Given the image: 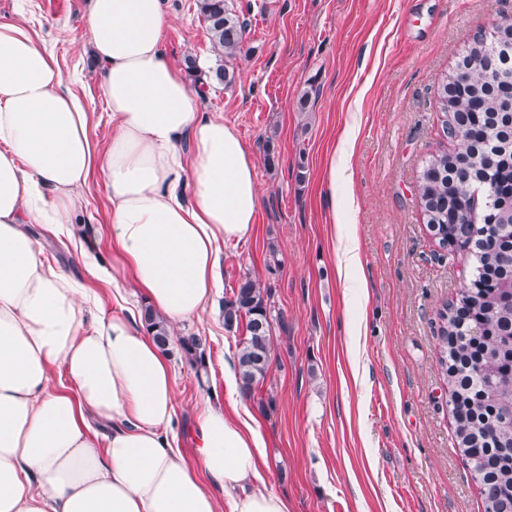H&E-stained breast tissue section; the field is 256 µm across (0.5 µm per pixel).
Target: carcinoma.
<instances>
[{
	"instance_id": "carcinoma-1",
	"label": "carcinoma",
	"mask_w": 512,
	"mask_h": 512,
	"mask_svg": "<svg viewBox=\"0 0 512 512\" xmlns=\"http://www.w3.org/2000/svg\"><path fill=\"white\" fill-rule=\"evenodd\" d=\"M220 61L212 79L230 84L222 65L241 52L245 21L227 0H197ZM512 48L475 35L438 82L443 133L454 149L428 157L420 172L422 208L434 235L463 249L474 273L445 303L439 364L448 384L454 444L480 489L483 512H512ZM224 302V328H245L237 344L241 390L252 394L272 363L270 293L244 275ZM142 320L165 348L171 332L151 307ZM200 366V341L180 339Z\"/></svg>"
}]
</instances>
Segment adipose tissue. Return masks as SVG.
<instances>
[{"instance_id":"1","label":"adipose tissue","mask_w":512,"mask_h":512,"mask_svg":"<svg viewBox=\"0 0 512 512\" xmlns=\"http://www.w3.org/2000/svg\"><path fill=\"white\" fill-rule=\"evenodd\" d=\"M171 25L164 0H89L114 127L101 153L55 57L23 22H0V512H288L241 415L205 404L186 460L169 436L168 352L140 315L93 314L92 289L26 231L72 223L100 171L122 271L154 312L173 329L211 309L219 246L250 236L261 192L247 146L166 58ZM57 368L66 390L51 387Z\"/></svg>"}]
</instances>
